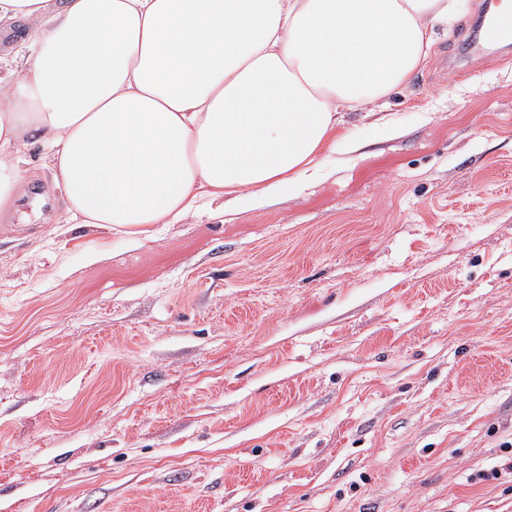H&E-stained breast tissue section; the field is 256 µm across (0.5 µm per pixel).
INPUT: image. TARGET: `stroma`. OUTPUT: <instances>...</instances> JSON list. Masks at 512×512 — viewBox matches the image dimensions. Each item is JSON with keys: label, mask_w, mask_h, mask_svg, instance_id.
Returning a JSON list of instances; mask_svg holds the SVG:
<instances>
[{"label": "stroma", "mask_w": 512, "mask_h": 512, "mask_svg": "<svg viewBox=\"0 0 512 512\" xmlns=\"http://www.w3.org/2000/svg\"><path fill=\"white\" fill-rule=\"evenodd\" d=\"M455 2L298 196L132 235L21 145L0 512H512V56Z\"/></svg>", "instance_id": "35a3bbf8"}]
</instances>
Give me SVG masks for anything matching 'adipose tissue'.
Masks as SVG:
<instances>
[{"label":"adipose tissue","mask_w":512,"mask_h":512,"mask_svg":"<svg viewBox=\"0 0 512 512\" xmlns=\"http://www.w3.org/2000/svg\"><path fill=\"white\" fill-rule=\"evenodd\" d=\"M449 0H0V215L40 144L71 220L175 224L319 174L346 111L418 69Z\"/></svg>","instance_id":"obj_1"}]
</instances>
